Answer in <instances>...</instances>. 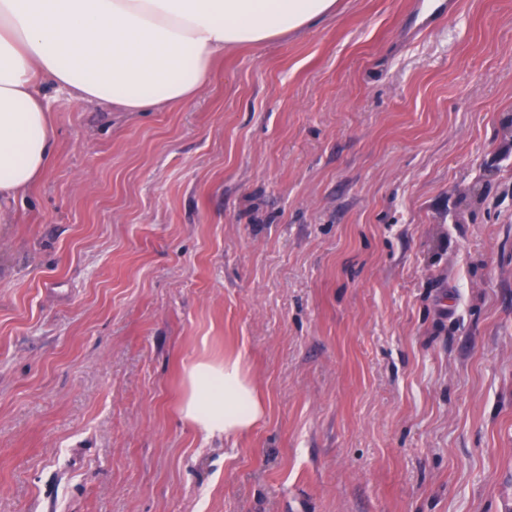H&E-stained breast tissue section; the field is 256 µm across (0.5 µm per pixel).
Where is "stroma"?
<instances>
[{"label":"stroma","instance_id":"stroma-1","mask_svg":"<svg viewBox=\"0 0 512 512\" xmlns=\"http://www.w3.org/2000/svg\"><path fill=\"white\" fill-rule=\"evenodd\" d=\"M337 0L196 102L47 88L0 215V512H512V0ZM247 354L253 430L179 417ZM181 420L206 439L244 434L265 417V404L249 377L243 352L202 354L182 364Z\"/></svg>","mask_w":512,"mask_h":512}]
</instances>
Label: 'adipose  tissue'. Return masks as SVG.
<instances>
[{
  "instance_id": "1",
  "label": "adipose tissue",
  "mask_w": 512,
  "mask_h": 512,
  "mask_svg": "<svg viewBox=\"0 0 512 512\" xmlns=\"http://www.w3.org/2000/svg\"><path fill=\"white\" fill-rule=\"evenodd\" d=\"M337 0H0V202L23 196L53 161L49 83L122 112L187 105L215 59L303 31ZM181 420L205 438L265 417L244 353L184 361Z\"/></svg>"
}]
</instances>
